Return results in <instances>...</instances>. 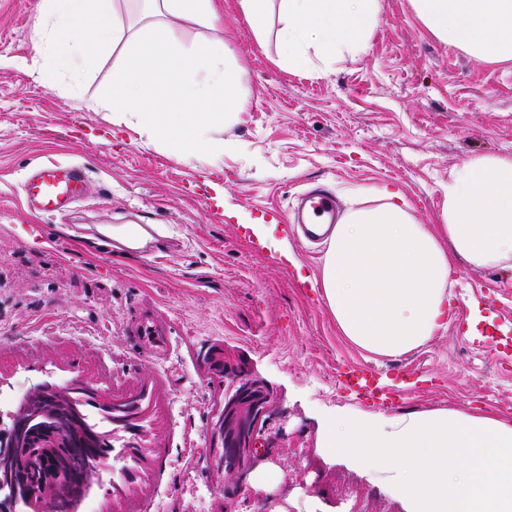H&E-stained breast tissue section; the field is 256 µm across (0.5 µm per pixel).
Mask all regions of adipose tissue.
Masks as SVG:
<instances>
[{"mask_svg": "<svg viewBox=\"0 0 512 512\" xmlns=\"http://www.w3.org/2000/svg\"><path fill=\"white\" fill-rule=\"evenodd\" d=\"M155 20L116 53L112 121L137 112L155 133L178 141L187 155L208 151L203 136L184 129L210 121L214 101L241 109L239 70L224 44L189 47L173 25H214L212 0H144ZM277 40L283 64L305 72L313 58L335 59L368 48L377 0H278ZM427 29L443 42L486 61L512 59V0H411ZM109 0H47L36 30L45 43L32 68L46 85L70 75L76 59L113 51L120 31ZM114 52V51H113ZM351 211L335 225L313 287L343 336L381 357L409 353L435 336L448 314V286L457 261L475 268L512 264V156H480L455 166L439 223L420 224L394 193Z\"/></svg>", "mask_w": 512, "mask_h": 512, "instance_id": "1", "label": "adipose tissue"}]
</instances>
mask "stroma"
Wrapping results in <instances>:
<instances>
[{
	"instance_id": "35a3bbf8",
	"label": "stroma",
	"mask_w": 512,
	"mask_h": 512,
	"mask_svg": "<svg viewBox=\"0 0 512 512\" xmlns=\"http://www.w3.org/2000/svg\"><path fill=\"white\" fill-rule=\"evenodd\" d=\"M364 54L281 62L270 17L256 39L236 0L224 24L178 26L186 45L224 43L244 74V112L210 125L215 151L185 158L148 135L136 114L112 121L113 57L43 86L28 63L44 0H0V418L34 382L78 379L99 398L142 397L149 442L136 480L114 492L105 469L80 512H270L280 496L244 489L218 469L211 428L224 379L209 349L241 360L276 397L260 429L288 483V512H408L393 473L325 454L337 413L430 409L512 417V267L459 262L448 320L410 353L376 358L341 336L320 289L325 248L289 236L292 260L257 248L252 227L284 224L296 196L327 185L342 209L373 190L401 194L421 224L437 223L448 174L479 155H512V60L487 62L434 37L411 0H377ZM54 161L84 166L88 195L61 214L30 209L23 185ZM102 224H151L163 252L89 250ZM153 320L163 348L145 343ZM506 336L483 340L491 327ZM351 366L377 371L393 399L379 406L341 390Z\"/></svg>"
}]
</instances>
